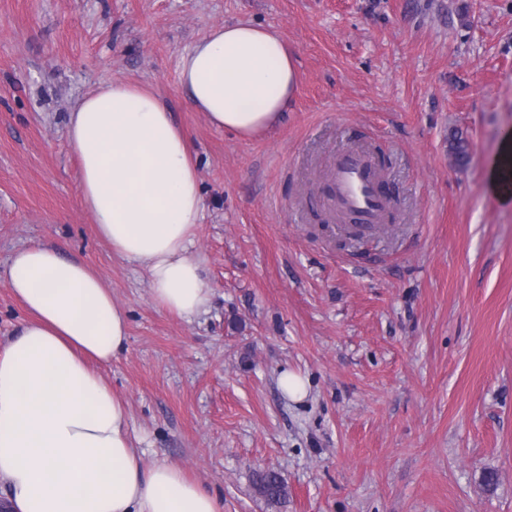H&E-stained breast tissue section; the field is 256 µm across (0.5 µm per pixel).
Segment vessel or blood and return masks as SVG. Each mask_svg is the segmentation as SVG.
I'll return each instance as SVG.
<instances>
[{
    "instance_id": "b4317fda",
    "label": "vessel or blood",
    "mask_w": 512,
    "mask_h": 512,
    "mask_svg": "<svg viewBox=\"0 0 512 512\" xmlns=\"http://www.w3.org/2000/svg\"><path fill=\"white\" fill-rule=\"evenodd\" d=\"M333 203L338 212L361 224H381L388 220L390 208L377 185L376 167L365 152L340 150L330 168Z\"/></svg>"
}]
</instances>
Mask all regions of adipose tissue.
<instances>
[{"label": "adipose tissue", "instance_id": "obj_1", "mask_svg": "<svg viewBox=\"0 0 512 512\" xmlns=\"http://www.w3.org/2000/svg\"><path fill=\"white\" fill-rule=\"evenodd\" d=\"M178 71L195 111L240 136L275 127L297 85L284 35L249 21L213 28ZM68 136L99 236L146 272L158 307L206 311L211 291L188 256L202 217L195 148L159 94L101 85L70 112ZM4 283L27 312L0 347V491L11 512H223L202 481L136 448L126 406L98 372L129 336L99 277L41 241L13 254Z\"/></svg>", "mask_w": 512, "mask_h": 512}]
</instances>
